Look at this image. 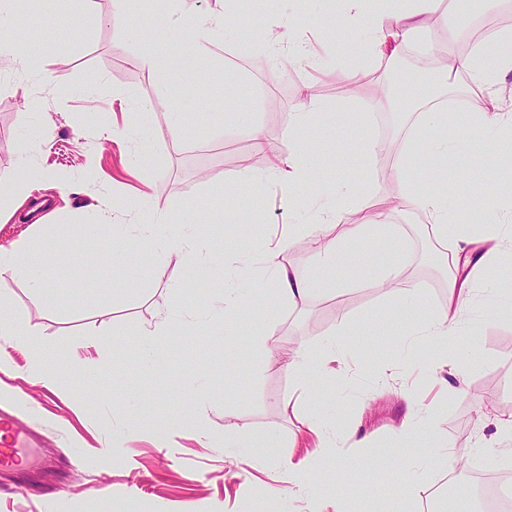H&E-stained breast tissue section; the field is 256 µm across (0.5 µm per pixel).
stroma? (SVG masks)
I'll use <instances>...</instances> for the list:
<instances>
[{"label":"stroma","mask_w":512,"mask_h":512,"mask_svg":"<svg viewBox=\"0 0 512 512\" xmlns=\"http://www.w3.org/2000/svg\"><path fill=\"white\" fill-rule=\"evenodd\" d=\"M252 2L239 0L228 15L219 0H181L186 20L222 14L237 37L207 44L171 72L144 66L142 44L129 41L112 21V0H71L70 22L62 28L35 24L45 0L13 2V32L27 41L35 61L24 70L0 55V182L24 167L37 177L10 203L11 217L0 220V248L32 240L39 223L69 224L87 259L57 264L43 290L21 277L0 276L10 312L33 328L53 361L73 377L71 392L59 396L34 381L24 349H10L11 370L0 373V404L28 412L47 465L22 480L0 471V512H97L103 490L121 512H316L314 492L289 496L281 479L290 442L308 440L301 418L313 410L333 423L334 443L345 452L322 462L324 480L341 489L340 508L327 512H437L434 481L446 473L436 461L438 449L397 440L408 417L404 388L426 407L419 422L458 455L512 466V452L494 427L480 422L487 413L512 419V311L502 307L512 279L476 285L460 323L475 338L449 347V367L438 366L426 344L405 343V333L424 314L442 308L448 272L436 260L439 245L428 226L412 211L393 208L395 177L382 173L377 155L366 149L372 118L380 114L384 140L411 157L409 180L421 183L440 163L425 149L429 132L418 113L393 112L378 101L393 62L374 53L367 35L349 26L333 0H263L265 16L281 21V37L257 49L245 37L255 15ZM504 12L512 13V0H439L435 16L446 21L442 36L457 50L471 21ZM296 29L325 58L327 72L292 52L287 35ZM351 68L357 71L352 81L344 77ZM306 90L327 110L299 140L325 143L330 161L318 181L300 186L290 201L265 180L268 158L253 150L245 121L253 119L280 147ZM145 105L151 114L144 121L139 110ZM182 108L187 121L177 131L170 113ZM354 108L368 119L359 136H341ZM509 158L512 138H500L481 155L458 139L450 177L436 185L455 200L456 220H464L467 203L490 187L501 192L499 220L512 217ZM245 169L262 176V183H236ZM341 180L358 194L342 223H357L367 209L386 210L392 235L369 245L347 242L363 259L333 266L328 286L312 288L296 306L278 299L273 281L260 277L232 335L213 336L201 325L173 331L162 339L166 362L148 375L138 371L140 329L165 307L218 305L224 283L205 267L158 261L142 247L130 280L112 279L103 249L111 225L139 223L148 210L172 222L189 215L215 256L231 249L246 257L288 225L318 223L311 200L328 196ZM228 188L237 194V221L213 225ZM394 251L406 281L420 288L424 309L378 288L377 258ZM260 326L312 352L331 342L346 345L348 365L332 383L294 380L276 364L262 377L249 376L260 354L251 333ZM89 365L98 376L94 387L82 379ZM452 367L459 370L463 395L442 392L435 383ZM189 378L209 387L207 403L182 398ZM121 397L129 403L124 416L112 412ZM128 416L147 419L153 434L114 436ZM229 422L273 438L278 454L258 448L227 453ZM358 435L369 436L368 447H355ZM388 451L393 463L409 458L422 464L411 500H403L389 471L374 464Z\"/></svg>","instance_id":"1"}]
</instances>
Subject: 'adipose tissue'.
Here are the masks:
<instances>
[{"label":"adipose tissue","instance_id":"ef3b65f1","mask_svg":"<svg viewBox=\"0 0 512 512\" xmlns=\"http://www.w3.org/2000/svg\"><path fill=\"white\" fill-rule=\"evenodd\" d=\"M345 2L349 23L363 28L369 34L379 54L393 58L408 46L415 33L427 28L436 0H377L373 5L368 0ZM146 12L144 0H113V20L126 23L128 39L146 45L144 65L151 69L175 67L174 57L161 52L151 42L148 27L129 24V17ZM511 72L512 33L504 32L497 37L493 48H476L465 54L449 55L437 72V80L439 85L448 87L462 76L474 86L490 89L499 83L502 76ZM453 118V113L436 105L422 108L420 122L430 132L427 147L431 152L445 156L454 151L456 141L448 134V126ZM247 130L254 151L268 156L269 176L279 184L285 195H293L298 185L313 180L318 169L327 163L322 150L313 151L291 145L282 150L275 149L270 147L261 126L251 124ZM407 161V156L402 155L395 162L399 184L396 200L401 208L416 213L419 223L430 225L435 239L448 247L443 256L448 270L446 305L435 313L425 315L422 322L423 334L427 336L431 348L440 350L458 339L460 313L471 298L472 285L487 279H499L512 272V265L506 263L502 249L503 242L512 240V226L450 222L447 196L411 185L405 177ZM351 199L349 185L339 183L332 206L322 210L319 224L314 225L310 233L314 261L307 277L297 276L294 269L284 262L288 247L299 240L295 232L265 241L262 247L265 269L277 285V296L287 300L289 305H296L313 286L320 284L328 263L357 262V254L345 250L344 240H373L381 237L383 229H386L387 221L383 214L370 212L358 223L347 225L342 234L334 237L326 234V226L339 222ZM164 222L163 216L148 213L133 230L125 224L111 225L107 246L112 251L114 275H126L131 268L132 254L126 247V241L132 232L140 238L144 248L163 261L173 260L184 264L207 260L205 242L196 235L193 219L184 220L179 232L175 234L164 231ZM477 243L481 244L482 250L478 258L474 259L466 253L465 248ZM61 258L76 262L80 256L72 251L68 235L60 226L47 225L42 229L36 250L18 247L8 252L0 251V275L24 277L43 288L47 285L49 271L55 261ZM211 269L224 280L222 304L209 310L202 318L189 310L169 309L161 312L154 324L139 333L142 368L153 369L159 365L161 352L157 341L159 337L169 335L176 327L188 328L202 319L213 335L220 336L226 325L237 318L243 304L253 293L250 279L236 268L235 259L229 254L225 255L223 262L212 264ZM6 307L4 296L0 295V335L27 348L37 383L52 389L68 390L71 385L69 376L52 362L30 328L9 319ZM342 363L336 345L332 344L315 354L302 347L290 350L281 366L292 378L302 380L316 372L335 374Z\"/></svg>","mask_w":512,"mask_h":512}]
</instances>
